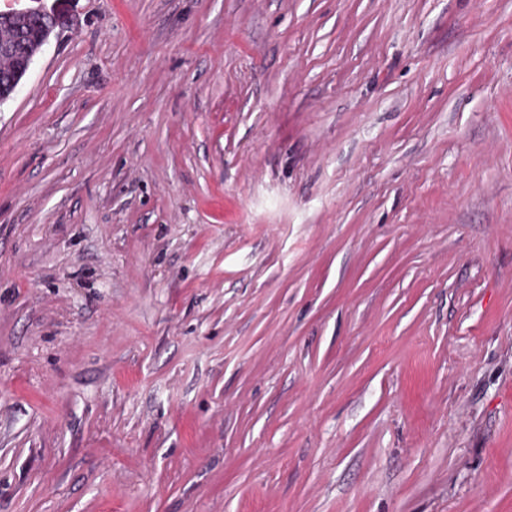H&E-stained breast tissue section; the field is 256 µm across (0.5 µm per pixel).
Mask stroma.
I'll return each instance as SVG.
<instances>
[{"label": "stroma", "mask_w": 512, "mask_h": 512, "mask_svg": "<svg viewBox=\"0 0 512 512\" xmlns=\"http://www.w3.org/2000/svg\"><path fill=\"white\" fill-rule=\"evenodd\" d=\"M0 103V512H512V0H63Z\"/></svg>", "instance_id": "obj_1"}]
</instances>
